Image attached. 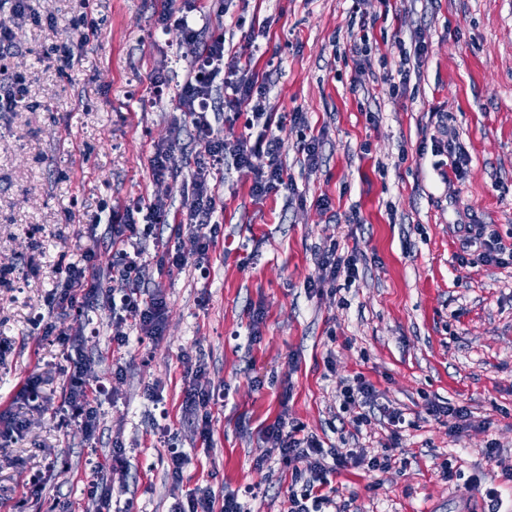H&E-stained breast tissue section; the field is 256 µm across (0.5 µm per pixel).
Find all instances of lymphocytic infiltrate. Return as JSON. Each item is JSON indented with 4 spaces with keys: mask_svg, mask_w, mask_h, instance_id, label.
Segmentation results:
<instances>
[{
    "mask_svg": "<svg viewBox=\"0 0 512 512\" xmlns=\"http://www.w3.org/2000/svg\"><path fill=\"white\" fill-rule=\"evenodd\" d=\"M9 7L0 10V112H15L26 105L25 79L21 72L9 70L4 61L16 54L15 34L26 20L53 24L52 16L32 13L31 0H7ZM223 0H171L161 11L158 22L176 26L181 33L183 47L191 56L189 73L175 92L177 110L189 118L195 131L194 149L186 153L190 184L186 203L181 211H172L162 199H137L129 204L123 216L108 220V240L114 261L108 270L97 267L96 250H83L79 261L67 263L57 283L54 299L59 308L82 310L104 308L110 312L113 345L125 347L131 335L159 338L164 330L167 308L161 290H147L145 282L149 269L141 257L147 240L160 224H173L175 233L190 231L197 243L199 258H208L217 237L218 211L214 180L224 171L225 162L251 180L250 193L263 199L279 189L293 190L294 182L281 160L282 140L265 121L266 103L270 86L259 78L251 65L250 56L226 55L223 28H211V16H224ZM211 112L227 113L230 120H243L245 135L230 140L208 121ZM264 131L249 136L255 124ZM358 275L356 254H338L335 247L319 250L315 255V274L306 283L308 290L324 288L338 277L355 280ZM123 281L126 292L114 299L105 289V282ZM65 378V411L77 422L86 440H93L99 426L98 397L104 387L94 375L93 359H83L61 367ZM193 382L186 393V409L197 420V431L202 447H210L213 416L208 409L212 394L204 383V371H191ZM274 452L288 465L302 462L308 477L302 490H289L288 512H321L330 505L329 496L322 494L326 476L361 466L386 470L389 455L366 456L349 448H327L303 426L289 423L287 416H279L264 431Z\"/></svg>",
    "mask_w": 512,
    "mask_h": 512,
    "instance_id": "obj_1",
    "label": "lymphocytic infiltrate"
}]
</instances>
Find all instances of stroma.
Wrapping results in <instances>:
<instances>
[{
  "instance_id": "stroma-1",
  "label": "stroma",
  "mask_w": 512,
  "mask_h": 512,
  "mask_svg": "<svg viewBox=\"0 0 512 512\" xmlns=\"http://www.w3.org/2000/svg\"><path fill=\"white\" fill-rule=\"evenodd\" d=\"M33 4L57 22L18 29L10 63L28 105L0 112V413L28 422L0 437V496L25 497V512L56 502L67 512H175L186 491L208 486L237 494L244 512H286L292 470L263 435L285 412L336 447L389 450L386 470L328 475L324 491L345 512H456L463 500L474 512H512V266L482 263L454 229L462 219L512 247V0H230L226 51L252 53L271 111L306 113L323 135L322 161L305 167L300 131L287 125L279 136L295 194L254 200L249 179L225 168L217 244L202 268L158 270L169 237L148 240L165 328L122 349L108 310L62 311L54 287L61 265L104 235L96 218L137 197L182 208L193 128L170 96L153 100L150 81L157 69L185 78L189 59L178 29L156 23L164 0H92L99 36L59 73L46 52L76 38L82 0ZM364 14L376 21L361 69L344 43ZM420 35L428 54L405 95H393L384 66ZM452 137L470 155L458 174ZM172 140L181 147L171 175L154 182L152 147ZM330 245L359 249L358 276L308 292L314 253ZM38 316L61 331L79 317L101 329L70 351L95 359L106 387L93 442L63 417L62 356L33 333ZM187 361L205 366L215 393L207 451L182 407ZM34 372L39 403L13 404ZM358 375L378 404L404 412L399 441L381 415L357 430L341 409V386ZM432 402L466 407L468 427L429 415ZM117 447L125 467L115 471ZM175 447L187 454L178 484L167 465ZM39 470L43 486L27 495ZM105 474L115 490L103 506L88 486Z\"/></svg>"
}]
</instances>
